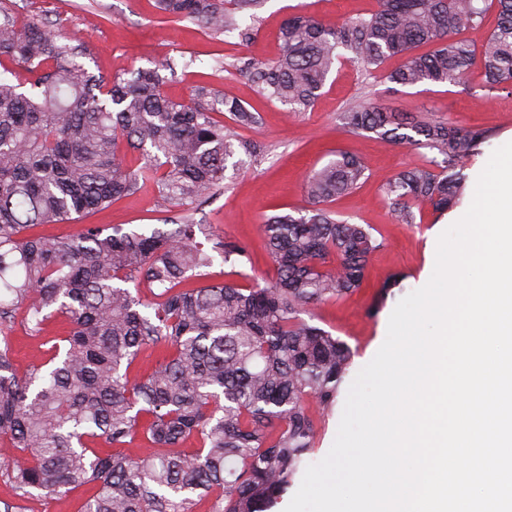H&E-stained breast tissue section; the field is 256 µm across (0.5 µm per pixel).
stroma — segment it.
<instances>
[{"label": "stroma", "mask_w": 512, "mask_h": 512, "mask_svg": "<svg viewBox=\"0 0 512 512\" xmlns=\"http://www.w3.org/2000/svg\"><path fill=\"white\" fill-rule=\"evenodd\" d=\"M16 17L39 16L50 29L80 42L88 52L94 73L124 74L138 67H155L174 61L177 73L162 86L170 98L188 99L192 88L208 84L242 100L262 116L260 125L237 129L240 139L256 148V156L238 169H227L222 190L198 208L197 216L223 237L244 242L251 262L241 272L216 261L211 277L247 285L271 279L274 265L259 233L265 217L307 204L306 176L334 160L343 151L359 158L370 177L353 193L330 204L337 219L368 224L380 247L373 252L363 287L337 301L310 307L302 317L345 341L353 351L350 375H357L383 344L389 317L408 293L423 287L435 265L439 236L452 225L451 215L435 216L424 209L413 224L399 223L384 197L386 179L419 163L421 151L394 144L368 132L353 133L339 119L348 107L371 102L401 113L452 121L463 128L481 127L490 137L480 155L467 164L476 177L499 148L512 136V89L485 84L480 65H473L465 84H425L403 87L390 82L386 71L400 65L388 60L383 71L366 73L349 61L336 63L314 107L305 112L267 100L242 65L250 59L272 61L280 54L278 32L289 16L314 14L327 27L367 15L377 0H265L257 8L237 14L241 26L253 29L249 42L237 34L211 35L192 20L162 21L156 0H6ZM157 189L146 184L137 194L89 216L92 224L126 228L154 226L162 217L156 207ZM404 275L402 287L385 301L377 295L393 275ZM65 323L51 321L43 335H27L16 327L12 335V360L17 370L47 355V342L63 336Z\"/></svg>", "instance_id": "1"}]
</instances>
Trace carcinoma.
<instances>
[{"label":"carcinoma","instance_id":"1","mask_svg":"<svg viewBox=\"0 0 512 512\" xmlns=\"http://www.w3.org/2000/svg\"><path fill=\"white\" fill-rule=\"evenodd\" d=\"M264 0H157L160 11L199 22L213 34L252 31L234 17ZM497 23L482 47L484 78L512 87V0H378L367 17L324 27L295 14L280 30L281 54L244 64L270 100L296 112L314 106L340 51L367 72L393 56L401 86L465 83L475 50L458 38L489 8ZM0 65L24 79L0 78V481L18 512L32 496L93 489L79 512H268L315 447L316 415L329 413L351 365L349 345L300 318L301 312L362 288L380 247L369 224H350L325 207L368 178L355 156L314 170L310 209L261 224L275 269L260 285L208 282L216 257L249 260L245 243L197 223V203L221 190L227 161L251 143L238 127L260 123L237 97L197 85L187 102L161 90L158 68L95 75L81 45L0 7ZM423 45L432 50L419 53ZM344 128L431 157L385 187L404 224L429 207H455L468 179L463 161L488 139L481 128L360 104L340 114ZM130 150L141 154L135 169ZM152 183L163 226L126 231L83 224L62 238L39 231L69 224ZM34 335L61 318L66 336L50 356L20 374L12 362L19 309ZM159 357L141 377L132 366ZM141 437L137 458L122 447ZM196 441L187 451L184 445ZM113 448L101 453L99 442Z\"/></svg>","mask_w":512,"mask_h":512}]
</instances>
